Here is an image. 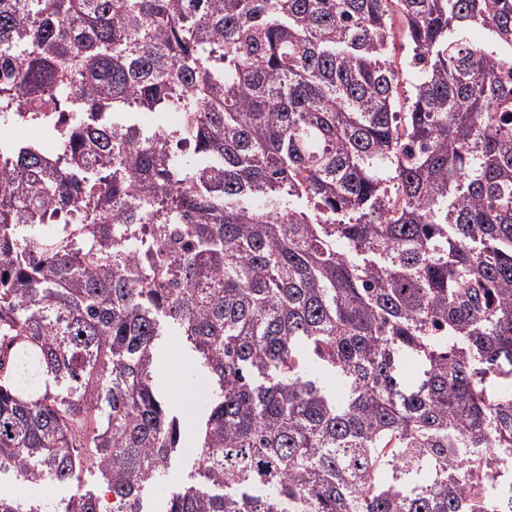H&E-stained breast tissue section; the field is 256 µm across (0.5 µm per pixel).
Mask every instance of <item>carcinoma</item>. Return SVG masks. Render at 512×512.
Returning a JSON list of instances; mask_svg holds the SVG:
<instances>
[{"label":"carcinoma","mask_w":512,"mask_h":512,"mask_svg":"<svg viewBox=\"0 0 512 512\" xmlns=\"http://www.w3.org/2000/svg\"><path fill=\"white\" fill-rule=\"evenodd\" d=\"M90 468L57 512H512V0H0V512ZM158 387L171 397L178 408L183 405L197 410L204 402L200 388L186 374L181 350L176 339H171L164 347L156 370ZM104 486L105 484L99 481L98 474L92 470L86 472L79 483L74 481L57 486L54 490L53 497L56 500H68L69 498L83 495L89 490L103 496L106 492Z\"/></svg>","instance_id":"cac0c4a2"}]
</instances>
